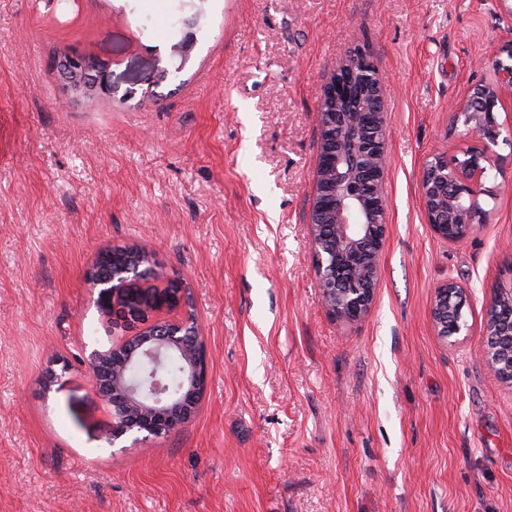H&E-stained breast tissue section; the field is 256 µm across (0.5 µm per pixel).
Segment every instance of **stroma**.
<instances>
[{
  "instance_id": "stroma-1",
  "label": "stroma",
  "mask_w": 512,
  "mask_h": 512,
  "mask_svg": "<svg viewBox=\"0 0 512 512\" xmlns=\"http://www.w3.org/2000/svg\"><path fill=\"white\" fill-rule=\"evenodd\" d=\"M509 39L512 0H0V512H512V382L483 357L512 292V98L473 236L436 235L420 188ZM66 48L111 94L65 92ZM360 48L387 84V234L349 324L309 209L317 88ZM115 247L190 298L208 374L188 423L128 446L81 359L171 311L142 281L102 305L88 274ZM450 281L467 327L445 339ZM467 302L465 288L455 282H448L435 291L432 306V318L438 335L448 337V322H452L453 334H460L465 329L463 308Z\"/></svg>"
}]
</instances>
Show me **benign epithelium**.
<instances>
[{"instance_id": "obj_1", "label": "benign epithelium", "mask_w": 512, "mask_h": 512, "mask_svg": "<svg viewBox=\"0 0 512 512\" xmlns=\"http://www.w3.org/2000/svg\"><path fill=\"white\" fill-rule=\"evenodd\" d=\"M494 80L474 87L454 108L470 145L463 158L435 157L421 175V199L434 233L454 240L473 234L481 224L479 197L487 189L483 179L495 157L500 137L495 113L503 97H512V39L498 49ZM66 90L76 96L109 94L107 67L75 51L55 60ZM321 146L316 179L328 183L314 193L310 210V245L315 275L325 308L335 319L352 323L369 311L378 279V260L386 237L385 146L383 82L367 53L359 51L342 60L318 89ZM158 281L157 272L141 267L129 271L122 284L96 278L107 304L124 293L130 280ZM465 288L448 282L435 291L432 318L438 335L465 329ZM191 315L158 319L137 335L107 350L88 356L92 388L112 407L114 444L128 436L134 441L171 432L188 422L206 387V354L199 334L187 339L184 329ZM486 360L507 338L512 356V323H487ZM182 353L183 378L179 389L169 390L162 366L171 353Z\"/></svg>"}]
</instances>
